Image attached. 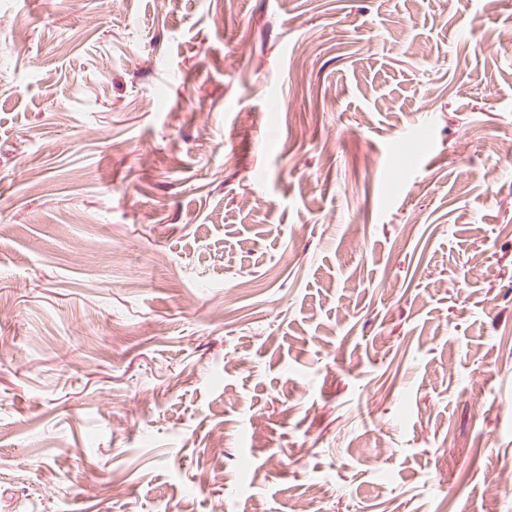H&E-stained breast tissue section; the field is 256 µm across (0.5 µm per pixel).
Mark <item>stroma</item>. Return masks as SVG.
<instances>
[{
    "label": "stroma",
    "mask_w": 512,
    "mask_h": 512,
    "mask_svg": "<svg viewBox=\"0 0 512 512\" xmlns=\"http://www.w3.org/2000/svg\"><path fill=\"white\" fill-rule=\"evenodd\" d=\"M512 0H0V512H512Z\"/></svg>",
    "instance_id": "stroma-1"
}]
</instances>
